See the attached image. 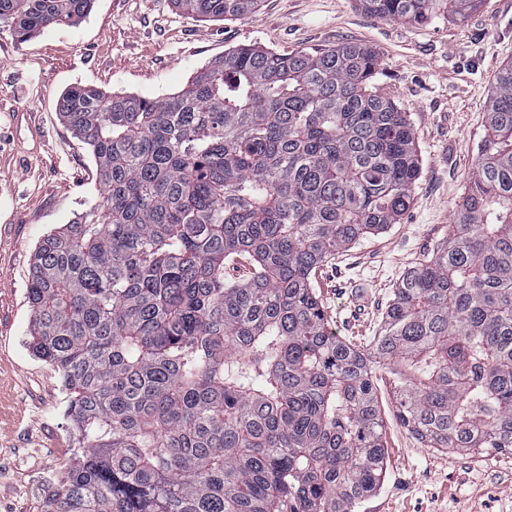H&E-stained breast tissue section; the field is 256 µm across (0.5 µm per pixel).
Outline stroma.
<instances>
[{
    "mask_svg": "<svg viewBox=\"0 0 512 512\" xmlns=\"http://www.w3.org/2000/svg\"><path fill=\"white\" fill-rule=\"evenodd\" d=\"M362 43L379 56V86L415 132L420 173L397 224L320 269L314 287L332 331L356 344L377 333L404 272L447 239L487 136L485 112L512 61V0H484L465 21L447 8L425 25L361 10L355 0H261L248 15L202 20L174 0H95L75 27L17 43L0 29V512H43L79 436L60 372L30 348L27 289L36 247L102 192L58 98L82 85L157 97L224 52L278 53ZM376 397L385 474L358 512H512V455L426 447L401 423L387 370Z\"/></svg>",
    "mask_w": 512,
    "mask_h": 512,
    "instance_id": "obj_1",
    "label": "stroma"
}]
</instances>
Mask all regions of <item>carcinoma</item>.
I'll return each instance as SVG.
<instances>
[{"label":"carcinoma","mask_w":512,"mask_h":512,"mask_svg":"<svg viewBox=\"0 0 512 512\" xmlns=\"http://www.w3.org/2000/svg\"><path fill=\"white\" fill-rule=\"evenodd\" d=\"M422 24L441 0H356ZM463 21L484 0H446ZM194 18L259 0H175ZM94 0H0L19 44ZM378 56L243 47L160 97L74 86L58 109L104 195L44 237L31 348L79 434L44 512H357L380 484L376 369L429 448L512 454V63L448 241L366 346L336 336L316 271L399 222L419 176ZM244 258L247 273L226 270Z\"/></svg>","instance_id":"1"}]
</instances>
